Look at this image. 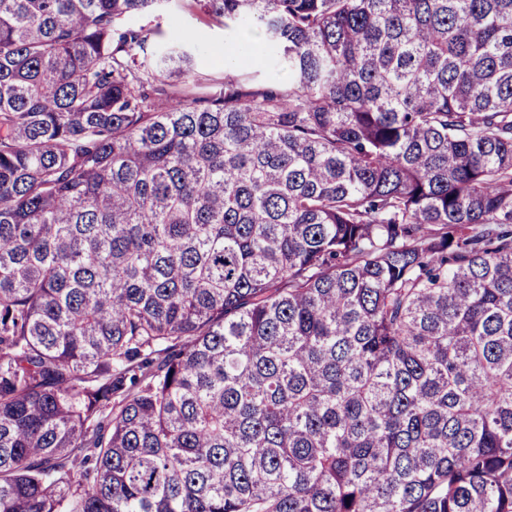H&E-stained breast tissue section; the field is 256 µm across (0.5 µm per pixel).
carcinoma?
<instances>
[{"instance_id":"cac0c4a2","label":"carcinoma","mask_w":512,"mask_h":512,"mask_svg":"<svg viewBox=\"0 0 512 512\" xmlns=\"http://www.w3.org/2000/svg\"><path fill=\"white\" fill-rule=\"evenodd\" d=\"M170 2L0 0V512H512V0ZM185 2L172 4L169 14L160 19L149 17H139L133 20V23L146 28H153L157 21L161 22L162 28L166 30L171 24L178 23L184 28L191 30H203L206 32V39L198 42V50L195 58V73L204 82L222 81L224 78V48L234 37L235 32L225 31L220 23L211 21L209 18L197 14L193 9L183 7ZM223 52V61L214 63L212 54L215 51Z\"/></svg>"}]
</instances>
